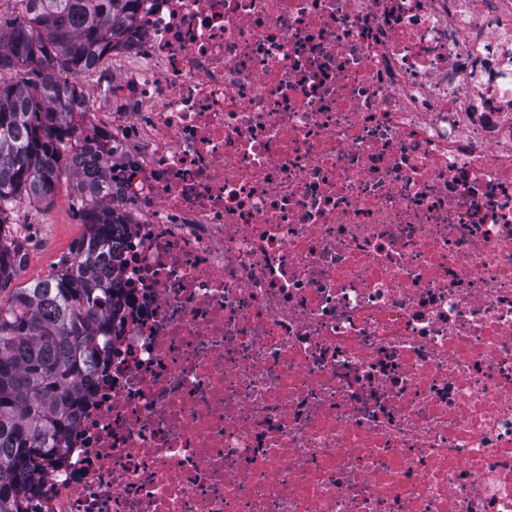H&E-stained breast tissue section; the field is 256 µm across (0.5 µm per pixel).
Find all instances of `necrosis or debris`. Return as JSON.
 I'll return each mask as SVG.
<instances>
[{
  "label": "necrosis or debris",
  "instance_id": "4bbe7bcc",
  "mask_svg": "<svg viewBox=\"0 0 512 512\" xmlns=\"http://www.w3.org/2000/svg\"><path fill=\"white\" fill-rule=\"evenodd\" d=\"M105 368L22 512H512V0H144Z\"/></svg>",
  "mask_w": 512,
  "mask_h": 512
}]
</instances>
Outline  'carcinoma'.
I'll use <instances>...</instances> for the list:
<instances>
[{
  "instance_id": "obj_1",
  "label": "carcinoma",
  "mask_w": 512,
  "mask_h": 512,
  "mask_svg": "<svg viewBox=\"0 0 512 512\" xmlns=\"http://www.w3.org/2000/svg\"><path fill=\"white\" fill-rule=\"evenodd\" d=\"M140 2L17 0L18 12L0 13V291L21 269V244L3 226L23 202H51L66 173L86 224L57 272L0 299V512H20L19 492L64 447L86 381L108 357L123 216L105 202L103 163L72 143L66 118L86 99L57 73L102 64L134 27ZM19 67L38 80L5 78Z\"/></svg>"
}]
</instances>
